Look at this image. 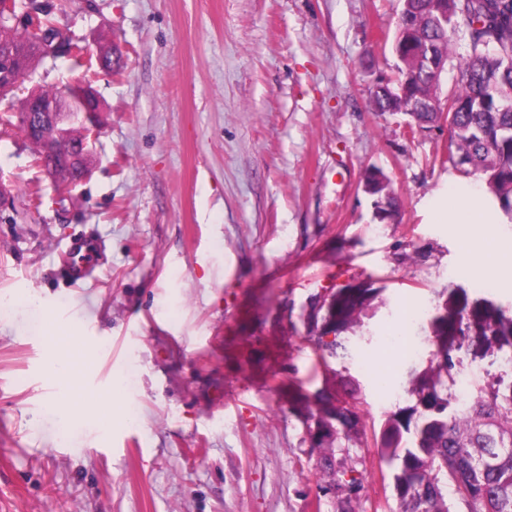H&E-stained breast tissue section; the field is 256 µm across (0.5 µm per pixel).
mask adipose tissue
<instances>
[{"label": "adipose tissue", "instance_id": "obj_1", "mask_svg": "<svg viewBox=\"0 0 512 512\" xmlns=\"http://www.w3.org/2000/svg\"><path fill=\"white\" fill-rule=\"evenodd\" d=\"M50 350V370L62 388L57 410L63 420H71L89 411L85 377L91 364L83 353L79 337L55 332L46 338Z\"/></svg>", "mask_w": 512, "mask_h": 512}]
</instances>
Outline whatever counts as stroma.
Masks as SVG:
<instances>
[{
    "mask_svg": "<svg viewBox=\"0 0 512 512\" xmlns=\"http://www.w3.org/2000/svg\"><path fill=\"white\" fill-rule=\"evenodd\" d=\"M54 2L86 46L101 133L61 211L12 117L69 62L0 102V512H336L306 434L323 387L363 420L343 459L363 474L357 508L399 512L380 429L413 403V349L430 350L412 313L485 239L512 243V221L442 223L449 189L484 178L455 169L447 123L373 111L396 75L397 0ZM107 45L122 54L109 71ZM372 167L399 223L373 215ZM82 235L100 265L71 285L60 254ZM367 279L380 294L363 325L326 354L305 342L311 302ZM58 328L112 395L91 422L54 409ZM377 175H383L384 178L387 181V184L385 187L381 189L374 190L372 194L375 198H377L376 201H380L382 208L380 209L382 216L380 220L385 221L393 217H399L401 212V200L397 193L392 189L391 187V181L388 179V177L383 173L382 170L378 168H374L370 170L366 174L365 178V189L366 191H370V187L374 184L373 187L377 184Z\"/></svg>",
    "mask_w": 512,
    "mask_h": 512,
    "instance_id": "obj_1",
    "label": "stroma"
}]
</instances>
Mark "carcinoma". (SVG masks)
Here are the masks:
<instances>
[{"mask_svg":"<svg viewBox=\"0 0 512 512\" xmlns=\"http://www.w3.org/2000/svg\"><path fill=\"white\" fill-rule=\"evenodd\" d=\"M399 16L415 34L397 32L393 51L399 58L395 80L378 86L371 102L378 112L411 113V119L435 124L446 117L449 152L465 176L481 175L500 208L512 216V0H400ZM35 28L0 23V44L18 50L35 47L44 30H53V5L39 2ZM465 32L469 51H454V37ZM456 71L453 90L441 107L440 79L426 73L429 54ZM92 129L73 125L49 131L62 158ZM381 220L397 217L401 200L391 184L373 191ZM446 298L431 312L428 341L432 358L411 379L414 404L390 414L381 431V457L393 469L400 512H512V372L504 370L485 383L473 384L470 400L461 405L448 394L454 381L455 353L472 345L512 358V307L485 297H472L458 284L448 285ZM378 291L350 284L307 315V334L319 349L324 341L362 323ZM316 414L307 425L311 447L324 453L334 469L335 453L357 436L362 426L357 407L320 389L314 393ZM360 478L336 480L333 490L344 504L340 512H356L353 498Z\"/></svg>","mask_w":512,"mask_h":512,"instance_id":"cac0c4a2","label":"carcinoma"}]
</instances>
